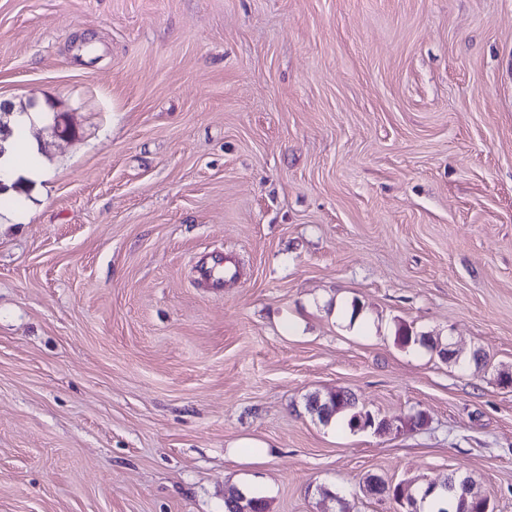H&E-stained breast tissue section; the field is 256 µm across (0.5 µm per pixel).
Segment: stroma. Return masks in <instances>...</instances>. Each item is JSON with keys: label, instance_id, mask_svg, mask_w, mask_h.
Returning a JSON list of instances; mask_svg holds the SVG:
<instances>
[{"label": "stroma", "instance_id": "obj_1", "mask_svg": "<svg viewBox=\"0 0 512 512\" xmlns=\"http://www.w3.org/2000/svg\"><path fill=\"white\" fill-rule=\"evenodd\" d=\"M0 98L75 131L0 204V512H512V0H0ZM217 268H220L217 270ZM224 258L222 256L212 257V262H205L199 266V281L205 288H212L218 291L224 288ZM308 408L315 411L318 419L328 423L333 415H341L343 425L350 431L373 430L381 433L387 425L377 414L359 408L356 400L346 390L336 389L328 392L323 398L315 394L308 399ZM367 487L369 491L374 494L383 495L392 499L398 506H400V508H407L408 510H405V512H417L411 507L413 506L414 509H416L418 496L422 492L421 488H418L413 492H407V494H405V491L401 488L400 485L392 486L391 484L389 485L385 481L374 477H371L367 480ZM434 489L435 488L433 486H427L421 494L420 502H422L428 495H430ZM422 507L424 508L423 512L432 511L429 509H433V497H428L424 502H422ZM455 481L456 493L454 496L448 493V499L443 489L448 482L447 484L433 483L440 486L442 491L440 505L436 512H493L487 495L476 488L475 482L470 477H455ZM487 508L488 511H486ZM224 512H266V503L260 497H245L242 493L232 492L224 501Z\"/></svg>", "mask_w": 512, "mask_h": 512}]
</instances>
